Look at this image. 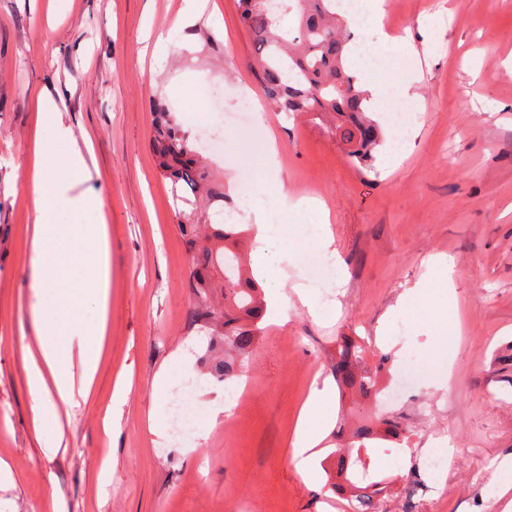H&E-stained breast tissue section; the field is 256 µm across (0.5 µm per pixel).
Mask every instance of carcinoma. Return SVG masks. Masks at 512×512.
I'll return each mask as SVG.
<instances>
[{
  "label": "carcinoma",
  "mask_w": 512,
  "mask_h": 512,
  "mask_svg": "<svg viewBox=\"0 0 512 512\" xmlns=\"http://www.w3.org/2000/svg\"><path fill=\"white\" fill-rule=\"evenodd\" d=\"M240 19L254 47V69L268 105L292 115L316 113L325 117L348 145L353 166L369 167L373 152L383 141L381 126L370 117L367 93L350 73L345 60L351 35L336 11V0H293L275 5L271 0H237ZM295 14L294 30L282 24ZM153 127L152 145L162 176L177 192L199 196L184 215L179 231L193 249L189 288L195 297L191 321L211 329L208 350L222 340L236 356H212L207 372L228 380L241 372L237 357L249 353L259 336L264 300L252 277L247 258L239 249L246 231L236 224L210 223L207 209L224 197L186 134L168 113ZM366 349L354 336L337 340L330 372L339 386L364 398L377 397L378 370L365 367ZM398 423L377 413L357 417L351 441L336 449L337 493L348 500L349 512H377L376 497L392 484L389 478L369 475L362 453L365 441L397 440Z\"/></svg>",
  "instance_id": "carcinoma-1"
}]
</instances>
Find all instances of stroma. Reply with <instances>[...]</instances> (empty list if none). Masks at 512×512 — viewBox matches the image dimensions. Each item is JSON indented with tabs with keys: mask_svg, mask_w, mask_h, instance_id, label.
Returning a JSON list of instances; mask_svg holds the SVG:
<instances>
[{
	"mask_svg": "<svg viewBox=\"0 0 512 512\" xmlns=\"http://www.w3.org/2000/svg\"><path fill=\"white\" fill-rule=\"evenodd\" d=\"M153 59L147 28L168 26L182 0H0V481L5 512H347L328 481L308 485L294 455L301 408L330 380L336 339L358 335L380 386L402 381L381 410L400 421L399 441H374L371 475L392 480L384 512H503L494 472L512 463V384L496 353L512 344V0H385L392 33H410L414 52L384 56L374 79L389 90L412 83L415 96L377 103L371 117L405 104L419 113L408 138L385 134L370 168L358 170L344 143L316 114L258 113L260 134L224 129V150L208 146L212 100L237 111L259 99L252 41L236 0H214ZM439 23L420 30V13ZM63 89L59 109L89 138L92 187L106 198L112 240L110 339L87 404L60 413L58 431L37 434L25 382L31 321L32 197L27 174L43 127L32 99ZM170 112L225 185L214 210L235 208L242 169L258 182L281 180L291 197H316L330 214L340 260L334 298L315 316L298 299L268 324L235 378L241 395L224 411L225 390L205 374L208 338L189 319L191 257L178 226L188 204L158 170L151 137L159 109ZM276 141L279 170L264 164ZM401 157L387 165L388 154ZM302 213L285 207L288 234L274 253L280 277L256 274L261 289L306 284L319 250L306 248ZM454 262L452 288L432 263ZM440 312L448 339L426 322ZM448 349L447 388L428 383L440 347ZM129 393L112 416L118 371ZM189 377L188 408L199 428L188 440L155 436L179 400L153 395L157 373ZM344 397L317 421L322 473L335 470L333 434L349 409ZM59 447H50V440ZM444 447L448 496L429 491V449Z\"/></svg>",
	"mask_w": 512,
	"mask_h": 512,
	"instance_id": "35a3bbf8",
	"label": "stroma"
}]
</instances>
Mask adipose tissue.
Returning a JSON list of instances; mask_svg holds the SVG:
<instances>
[{
	"label": "adipose tissue",
	"instance_id": "ef3b65f1",
	"mask_svg": "<svg viewBox=\"0 0 512 512\" xmlns=\"http://www.w3.org/2000/svg\"><path fill=\"white\" fill-rule=\"evenodd\" d=\"M384 0H362L361 10L345 13L349 30L384 52L404 44L382 28ZM45 134L36 141L30 184L34 198L31 240L32 290L37 304L32 323L37 332L35 354L29 355L26 381L36 426L56 421L59 407L85 404L91 395L104 344L108 338L112 249L105 219V200L88 188L92 172L78 148L70 118L57 108L49 92L37 98ZM257 188L244 209L255 225L262 248L254 257L259 271L267 269L265 246L275 230ZM333 397L330 386L313 389L295 433L296 454L308 484L320 481L315 448L321 441L310 420Z\"/></svg>",
	"mask_w": 512,
	"mask_h": 512
}]
</instances>
